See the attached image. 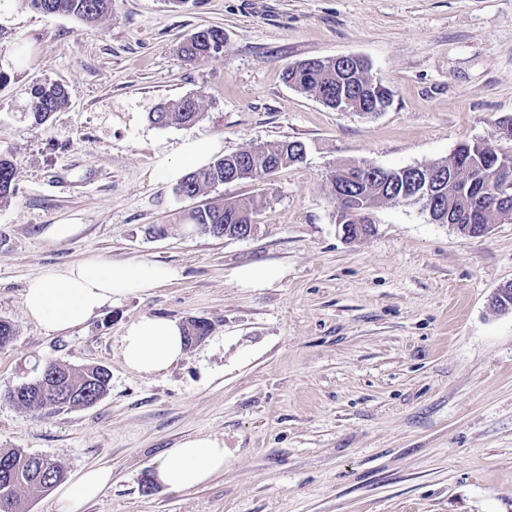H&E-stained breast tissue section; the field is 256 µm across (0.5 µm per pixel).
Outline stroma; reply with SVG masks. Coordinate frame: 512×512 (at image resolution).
<instances>
[{
  "label": "stroma",
  "instance_id": "stroma-1",
  "mask_svg": "<svg viewBox=\"0 0 512 512\" xmlns=\"http://www.w3.org/2000/svg\"><path fill=\"white\" fill-rule=\"evenodd\" d=\"M224 31V51L192 64L181 42ZM358 55L391 105L336 111L289 86L285 69ZM0 153L16 166L0 200V448L63 461L69 474L110 468L80 512H512V222L471 237L419 204L373 212L375 231L346 240L326 188L338 165L427 164L465 142L512 154V0H112L95 28L0 0ZM66 105L42 124L35 83ZM199 98L191 127L148 120L159 104ZM217 136L225 153L302 142V162L260 180L179 195L156 155ZM251 197L257 231L215 237L178 223L206 200ZM63 219L81 232L47 242ZM149 261L176 276L65 334L27 317V282L88 256ZM265 262L260 288L237 271ZM202 319L210 331L176 367L128 369L129 322ZM49 361L112 374L95 405L30 411L5 400ZM224 442V471L174 490L153 480L185 438ZM68 100L65 87L57 83H37L30 89V112L38 124L45 122L52 112L62 108Z\"/></svg>",
  "mask_w": 512,
  "mask_h": 512
}]
</instances>
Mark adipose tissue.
<instances>
[{"label": "adipose tissue", "mask_w": 512, "mask_h": 512, "mask_svg": "<svg viewBox=\"0 0 512 512\" xmlns=\"http://www.w3.org/2000/svg\"><path fill=\"white\" fill-rule=\"evenodd\" d=\"M223 148L220 138L201 135L186 139L175 157L161 156L154 171L161 179L180 182L185 173L207 166ZM173 277L164 265L140 261L108 262L97 256L32 278L24 290L26 315L54 333L81 326L105 306L132 294H145ZM186 356L179 322L144 317L128 323L121 336V357L131 370L146 376L162 373ZM224 471V442L214 436L188 437L160 458L154 477L174 489L199 487ZM112 480L106 467L84 469L56 490L60 512H79Z\"/></svg>", "instance_id": "ef3b65f1"}]
</instances>
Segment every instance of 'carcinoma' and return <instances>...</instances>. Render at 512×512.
Instances as JSON below:
<instances>
[{"label":"carcinoma","instance_id":"1","mask_svg":"<svg viewBox=\"0 0 512 512\" xmlns=\"http://www.w3.org/2000/svg\"><path fill=\"white\" fill-rule=\"evenodd\" d=\"M31 7L44 14H67L79 19L85 26L94 27L111 10L112 0H27ZM224 51V30L207 28L193 33L185 39L181 53L188 62H201ZM286 81L295 89L308 93L325 105L341 111L374 114L387 108L392 102V91L369 74L368 65H336L325 62L319 66L298 62L288 67ZM68 100L65 87L57 83H37L30 89V112L38 124L62 108ZM204 116L201 101L184 97L167 102L149 113L148 120L158 127L171 125L193 126ZM304 145L299 141H285L274 146H250L217 159L208 166L187 174L178 184L177 192L188 198L205 195L208 190L225 180H258L280 167L303 159ZM431 167L454 168L458 172L488 173L498 168L512 169V155L499 153L480 142L463 143L453 154L429 163ZM16 167L13 160L0 154V199L12 192ZM357 176L353 165H341L333 169L328 177V190L334 191L336 184L350 181ZM393 186L379 189L366 181L358 188H349L361 203L376 209L384 203L412 200L414 196L403 193L400 170H394ZM496 194V185L476 180L471 184L469 195L460 193V184L446 181L438 189L443 212L454 215L466 206L471 198V215L468 224L492 225L503 215H512V198L489 206L487 201ZM256 207L251 199L226 201L221 204L206 203L188 211L180 221L194 224L217 237L236 238L240 229L255 223ZM209 323L192 319L184 329L186 344H193L192 337L205 336ZM44 372L56 376V384L66 393H74L72 403L91 400L110 387V374L102 366L75 369L61 363H51ZM41 384L34 379L18 390L17 401L24 407L37 406L43 401ZM44 458L17 449H0V498L11 500V512H23L21 493L30 497L42 494L44 482L38 479L37 469Z\"/></svg>","mask_w":512,"mask_h":512}]
</instances>
